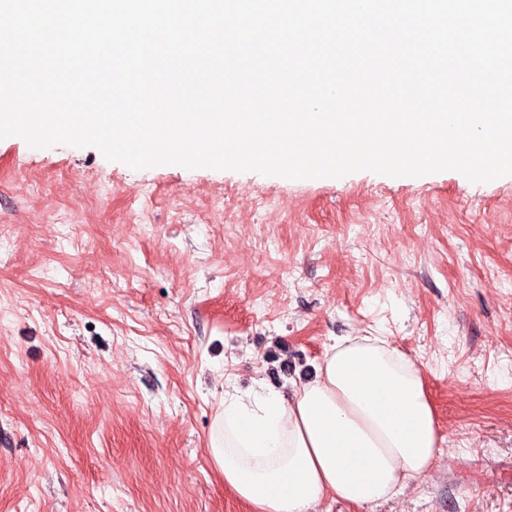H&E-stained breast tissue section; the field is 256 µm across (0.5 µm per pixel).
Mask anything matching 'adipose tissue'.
Listing matches in <instances>:
<instances>
[{
	"label": "adipose tissue",
	"mask_w": 512,
	"mask_h": 512,
	"mask_svg": "<svg viewBox=\"0 0 512 512\" xmlns=\"http://www.w3.org/2000/svg\"><path fill=\"white\" fill-rule=\"evenodd\" d=\"M446 438L420 365L380 336L331 345L291 392H228L209 452L224 485L255 512L368 507L434 465Z\"/></svg>",
	"instance_id": "ef3b65f1"
}]
</instances>
